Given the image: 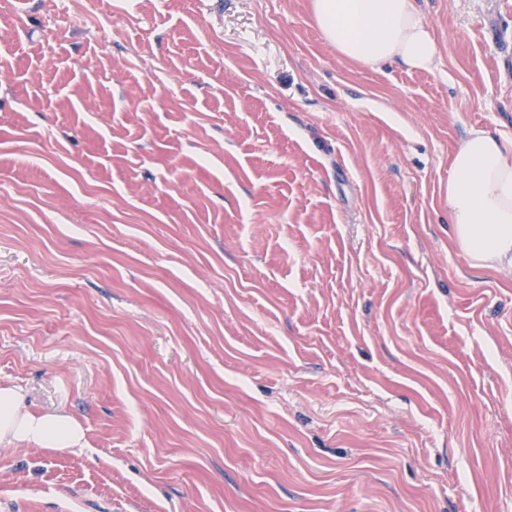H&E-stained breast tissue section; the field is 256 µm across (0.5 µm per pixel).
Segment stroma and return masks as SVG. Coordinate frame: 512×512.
Returning <instances> with one entry per match:
<instances>
[{"mask_svg": "<svg viewBox=\"0 0 512 512\" xmlns=\"http://www.w3.org/2000/svg\"><path fill=\"white\" fill-rule=\"evenodd\" d=\"M377 71L311 0L0 6V512H512V275L448 218L512 139V0ZM83 439V429L73 417L32 412L19 389L0 388V447L79 448Z\"/></svg>", "mask_w": 512, "mask_h": 512, "instance_id": "35a3bbf8", "label": "stroma"}]
</instances>
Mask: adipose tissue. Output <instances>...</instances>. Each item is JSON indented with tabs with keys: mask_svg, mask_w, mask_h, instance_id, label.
<instances>
[{
	"mask_svg": "<svg viewBox=\"0 0 512 512\" xmlns=\"http://www.w3.org/2000/svg\"><path fill=\"white\" fill-rule=\"evenodd\" d=\"M323 39L344 59L374 69H432L436 43L416 0H312ZM448 216L454 241L475 266L512 273V142L471 128L452 156ZM71 416L30 411L19 389L0 388V447H81Z\"/></svg>",
	"mask_w": 512,
	"mask_h": 512,
	"instance_id": "ef3b65f1",
	"label": "adipose tissue"
}]
</instances>
